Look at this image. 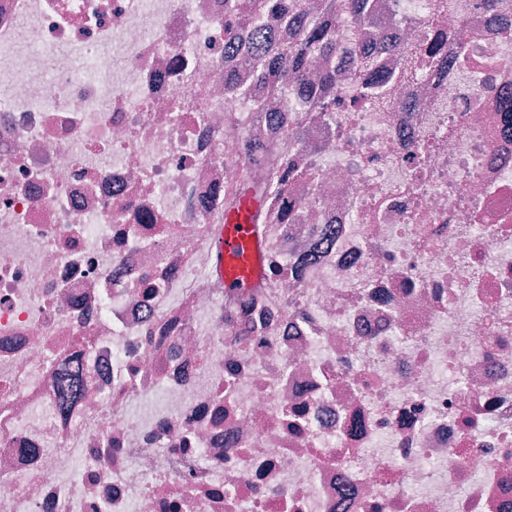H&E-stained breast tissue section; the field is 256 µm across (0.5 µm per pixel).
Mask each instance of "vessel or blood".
Returning a JSON list of instances; mask_svg holds the SVG:
<instances>
[{"label": "vessel or blood", "mask_w": 512, "mask_h": 512, "mask_svg": "<svg viewBox=\"0 0 512 512\" xmlns=\"http://www.w3.org/2000/svg\"><path fill=\"white\" fill-rule=\"evenodd\" d=\"M256 208V201L247 195L224 215L215 248L224 268L225 287L248 288L263 275L265 249L253 222Z\"/></svg>", "instance_id": "1"}]
</instances>
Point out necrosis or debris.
Returning <instances> with one entry per match:
<instances>
[{"mask_svg": "<svg viewBox=\"0 0 512 512\" xmlns=\"http://www.w3.org/2000/svg\"><path fill=\"white\" fill-rule=\"evenodd\" d=\"M451 2L331 16L329 121L225 95L224 0H0V512H512V0ZM298 128L230 291L225 185Z\"/></svg>", "mask_w": 512, "mask_h": 512, "instance_id": "4bbe7bcc", "label": "necrosis or debris"}]
</instances>
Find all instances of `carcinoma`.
Masks as SVG:
<instances>
[{
    "mask_svg": "<svg viewBox=\"0 0 512 512\" xmlns=\"http://www.w3.org/2000/svg\"><path fill=\"white\" fill-rule=\"evenodd\" d=\"M224 30L228 45L235 46L244 34V22L255 17L268 31L269 36L255 47L253 58V83H261L271 90L283 86L298 88L315 99L330 92L336 85V73L326 70L318 83L309 79L313 63L336 52V37L329 28L304 20L305 0H224ZM327 11L342 13L353 18L354 23L370 22L373 17L366 13L365 0H327ZM225 92L232 98H246L257 112L266 110L262 99L250 95L249 84L235 75L224 77ZM365 99L378 107L391 101L392 90L369 88L363 92ZM269 152L275 160L268 177L254 183L244 179L248 187L263 200L258 214V223L282 222L286 215L273 209L275 201L284 192V181L280 173L283 161L280 148ZM82 394V385L72 379L60 382V407L68 409Z\"/></svg>",
    "mask_w": 512,
    "mask_h": 512,
    "instance_id": "1",
    "label": "carcinoma"
}]
</instances>
